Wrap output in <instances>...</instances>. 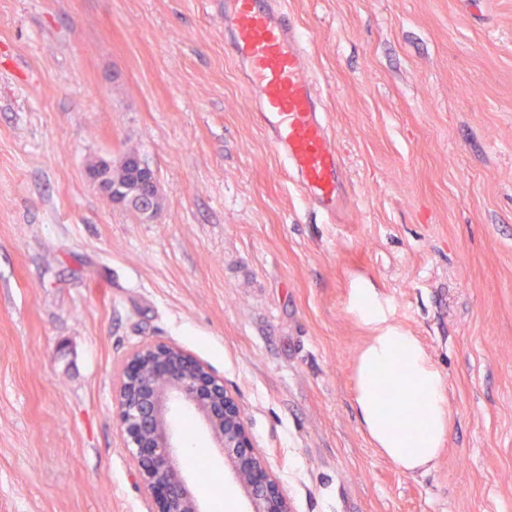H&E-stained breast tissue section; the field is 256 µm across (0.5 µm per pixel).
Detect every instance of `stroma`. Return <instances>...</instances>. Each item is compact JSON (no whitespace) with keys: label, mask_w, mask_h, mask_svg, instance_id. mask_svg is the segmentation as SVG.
Returning a JSON list of instances; mask_svg holds the SVG:
<instances>
[{"label":"stroma","mask_w":512,"mask_h":512,"mask_svg":"<svg viewBox=\"0 0 512 512\" xmlns=\"http://www.w3.org/2000/svg\"><path fill=\"white\" fill-rule=\"evenodd\" d=\"M346 183L325 223L212 0H0V512H150L115 381L152 341L236 393L294 512H512V0H288ZM154 171L155 217L88 166ZM374 288L443 374L430 472L354 411ZM203 508L249 502L202 427ZM101 165H103L102 162L98 163L97 166H92L90 169L87 170V176L89 180L98 187L102 194L105 195L111 203L119 205L124 204L125 202H127L125 191L122 190L120 187L116 186L127 187L132 185L136 180L134 170L131 167L121 164H118L114 167H110L109 175L112 179L111 184L104 178L100 170H98V167ZM124 206H128L134 209L135 211H138L137 206L131 205L129 202H127Z\"/></svg>","instance_id":"stroma-1"}]
</instances>
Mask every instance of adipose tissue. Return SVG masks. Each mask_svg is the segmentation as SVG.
<instances>
[{
	"label": "adipose tissue",
	"instance_id": "ef3b65f1",
	"mask_svg": "<svg viewBox=\"0 0 512 512\" xmlns=\"http://www.w3.org/2000/svg\"><path fill=\"white\" fill-rule=\"evenodd\" d=\"M351 309L378 330L357 360L356 417L377 448L404 471L429 469L446 440L450 416L446 381L419 339L389 323L374 289H353ZM383 384L400 393L389 412L376 394Z\"/></svg>",
	"mask_w": 512,
	"mask_h": 512
}]
</instances>
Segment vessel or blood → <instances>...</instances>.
<instances>
[{"instance_id":"vessel-or-blood-1","label":"vessel or blood","mask_w":512,"mask_h":512,"mask_svg":"<svg viewBox=\"0 0 512 512\" xmlns=\"http://www.w3.org/2000/svg\"><path fill=\"white\" fill-rule=\"evenodd\" d=\"M224 44L289 177L335 221L346 206L344 162L287 0H224Z\"/></svg>"}]
</instances>
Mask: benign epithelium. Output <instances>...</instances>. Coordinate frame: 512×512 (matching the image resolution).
Listing matches in <instances>:
<instances>
[{
    "label": "benign epithelium",
    "mask_w": 512,
    "mask_h": 512,
    "mask_svg": "<svg viewBox=\"0 0 512 512\" xmlns=\"http://www.w3.org/2000/svg\"><path fill=\"white\" fill-rule=\"evenodd\" d=\"M126 162L145 171L138 203L142 213L154 215L155 208L145 197L156 184L153 174L137 157ZM87 176L111 203L127 202L125 191L108 182L98 167L88 169ZM115 399L121 442L130 449L156 512H203L181 467L183 446L175 426L178 408L206 427L215 448L229 460L251 512H293L279 479L256 448L237 396L207 365L179 346L148 342L134 350L117 374Z\"/></svg>",
    "instance_id": "obj_1"
}]
</instances>
